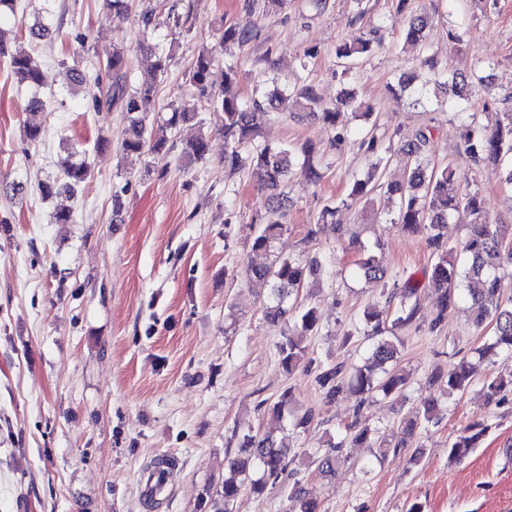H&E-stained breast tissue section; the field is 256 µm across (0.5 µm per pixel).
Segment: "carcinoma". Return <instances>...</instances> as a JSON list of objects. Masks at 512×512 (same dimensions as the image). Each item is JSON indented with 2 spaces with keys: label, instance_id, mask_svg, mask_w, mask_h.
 <instances>
[{
  "label": "carcinoma",
  "instance_id": "carcinoma-1",
  "mask_svg": "<svg viewBox=\"0 0 512 512\" xmlns=\"http://www.w3.org/2000/svg\"><path fill=\"white\" fill-rule=\"evenodd\" d=\"M432 16L422 10L407 11V0H399L397 23L403 28L407 42L426 44L432 27ZM380 30L363 35L355 41L341 46L337 57L352 65L355 61L371 55L381 40ZM251 31L235 25H228L222 31L220 43L224 46L244 43L249 40ZM9 56V65L21 85L38 88L42 85V72L36 59L25 50L10 52L0 31V55ZM168 57H158L156 63L138 82L133 91L127 89L126 59L121 51H114L94 76L76 69L69 70L70 80L78 86L91 85L98 90L92 97L96 110L119 107L128 114L129 125L122 142V150L127 155H137L149 149L160 152L168 145L167 126L148 132L145 117L153 99L157 83L168 67ZM215 57L213 49L202 48L192 65L190 78L199 90L207 94L213 85ZM433 72V91L445 90L453 85L457 96L470 102V90L483 86L487 79L476 73L454 72L452 74L438 68L432 59L425 60ZM240 75L236 67L224 68V79L219 91L211 95L213 106L224 115L220 132L224 135V167L235 172L240 169L250 171L258 189L266 197L267 207L255 238L252 253L257 259L247 264L245 274L251 279L270 283V296L264 306V317L272 323L293 322L291 330L283 336L278 346L280 365L292 373L299 367L316 373V382L327 401L350 394L357 399L355 411H360L364 403L376 394L391 397L397 401L404 395L408 378L396 368L399 349L389 337L382 336L384 309L371 308L364 314L366 324L372 334L380 336L373 345L365 364L355 372H350L340 364H321L308 357L306 342L308 337L319 333L320 324L314 307L297 303L299 289L305 280L317 275L321 263L307 261L302 257H281L274 254L275 241L286 231L288 225L283 219L292 206L291 198L285 192V184L295 174L296 159L301 157V172L311 180L320 179V173L312 160L317 155L316 145L311 141L295 147H272L257 144V138L264 117L280 110L287 100H293L295 116H312L327 126L337 130L336 139H345L347 131L338 129L340 108L356 104V95L346 92L336 105L322 103L311 85L288 90L279 88L266 91L260 99L246 103L233 90ZM481 113L486 117L482 122L477 113L469 112L468 107L458 106L456 117L461 126L463 152L472 165L490 168L499 174L501 181L512 186V110L498 106L496 102L483 101ZM376 126L354 140L359 152L369 161V168L361 178L354 179L351 190L342 205H362V210H373L378 206L377 195L398 201L397 224L408 234L424 232L434 252V261L428 274V282L436 290L437 313L429 322L428 329H440L448 308L456 305L466 295L470 298L476 313V325L489 322L493 326L491 342L478 350V359H484L492 351H504L512 355V299L505 296L507 288L505 268L512 267V226L495 224L490 221L484 199L477 192L464 193L461 190L462 176L453 163L431 168L426 164V152L430 143V131L420 128L400 141L399 148L393 149L394 138L385 141L375 134ZM400 152L410 158L411 163L399 180H382L381 165L386 155ZM208 153V140L199 136L185 144L181 157L192 164L203 160ZM58 181H46L38 187L42 199L49 200L65 190L73 193L91 178V167L84 160L68 155L60 164ZM466 210L471 216L468 234L462 242L461 251L455 252L444 241V229L448 219L459 210ZM337 208L326 205L319 213L317 224L308 227L307 237H315L320 225L336 219ZM358 267L365 278L382 283V295L386 303L397 302L391 330L402 329L416 322L417 307L412 299L419 285L410 281L402 284L385 280V272L377 257L369 252L362 254ZM474 366L463 358L454 365L446 376H433L429 384L442 383L446 395L462 394L471 383ZM488 400L495 401L501 393L512 389V371L492 373L485 382ZM291 396L287 393L271 407V417L275 424L289 422L294 429H306L314 419L312 410L293 411L290 409ZM438 400L427 395L415 411V418L403 421L397 427L396 435L388 439L376 436V432L362 425L356 418L344 427L338 438H329L327 451L321 461V472H335V465L346 460L344 450L347 444L355 446L375 444L380 455L398 453L410 447L416 428L421 422L437 419ZM487 427L474 422L457 435L448 448V459L460 461L485 436ZM290 448L279 442L274 429L263 432H248L241 438L236 456L224 461V482L220 489L205 492L200 507L204 512H232L239 495L247 490L261 497L267 491L269 480L281 475L287 466ZM293 512H320L318 502L308 497L305 489L296 484L291 490Z\"/></svg>",
  "mask_w": 512,
  "mask_h": 512
}]
</instances>
